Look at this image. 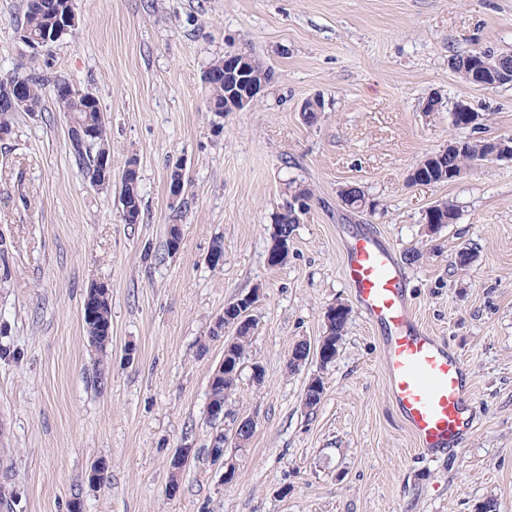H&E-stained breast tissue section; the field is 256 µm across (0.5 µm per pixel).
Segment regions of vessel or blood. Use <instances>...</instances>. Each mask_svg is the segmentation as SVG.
<instances>
[{
	"label": "vessel or blood",
	"instance_id": "1",
	"mask_svg": "<svg viewBox=\"0 0 512 512\" xmlns=\"http://www.w3.org/2000/svg\"><path fill=\"white\" fill-rule=\"evenodd\" d=\"M344 277L368 324L378 334L389 401L419 454L462 451L476 431L474 383L462 356L416 320L406 275L377 235L347 240Z\"/></svg>",
	"mask_w": 512,
	"mask_h": 512
}]
</instances>
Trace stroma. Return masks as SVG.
Segmentation results:
<instances>
[{
    "label": "stroma",
    "instance_id": "stroma-1",
    "mask_svg": "<svg viewBox=\"0 0 512 512\" xmlns=\"http://www.w3.org/2000/svg\"><path fill=\"white\" fill-rule=\"evenodd\" d=\"M73 3L75 34L32 60L17 35L23 0H0V77L57 75L97 96L113 179L138 163L142 220L123 223L118 187L81 175L65 113H17L0 140V512H70L76 500L83 512H475L490 498L512 512V160L452 182L408 179L449 140L512 137V85L478 86L450 65L475 47L512 52V0ZM229 53L273 78L255 106L220 116L202 75ZM435 96L439 110L424 111ZM316 98L310 123L301 107ZM458 101L478 125H453ZM291 181L314 198L274 266L271 216ZM347 185L364 208L344 203ZM444 201L458 218L429 234L425 213ZM362 230L391 246L414 316L471 370L479 424L454 457L421 458L389 401L378 339L342 272V242ZM463 249L474 258L460 270ZM95 281L112 295L100 365L81 314ZM249 293L255 330L217 427L206 410L224 341L211 330ZM338 302L351 314L335 361L289 372L294 346L317 343ZM316 375L325 390L310 410ZM248 416L256 428L228 448V484L211 440ZM185 447L172 496L169 461ZM98 462L108 479L93 487Z\"/></svg>",
    "mask_w": 512,
    "mask_h": 512
}]
</instances>
